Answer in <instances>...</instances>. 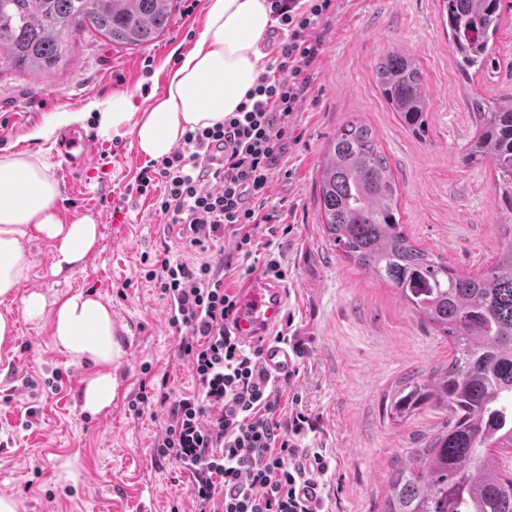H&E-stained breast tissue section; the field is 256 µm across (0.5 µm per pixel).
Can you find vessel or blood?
Returning <instances> with one entry per match:
<instances>
[{
  "label": "vessel or blood",
  "mask_w": 512,
  "mask_h": 512,
  "mask_svg": "<svg viewBox=\"0 0 512 512\" xmlns=\"http://www.w3.org/2000/svg\"><path fill=\"white\" fill-rule=\"evenodd\" d=\"M98 145L91 134L71 132L57 143L56 155L75 174L88 170ZM287 304V290L275 279L259 277L237 290V330L244 343L260 344L261 359L271 375L287 374L295 365L291 347L272 342L270 335L281 322Z\"/></svg>",
  "instance_id": "obj_1"
}]
</instances>
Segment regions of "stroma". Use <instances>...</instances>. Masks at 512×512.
Masks as SVG:
<instances>
[{
	"label": "stroma",
	"mask_w": 512,
	"mask_h": 512,
	"mask_svg": "<svg viewBox=\"0 0 512 512\" xmlns=\"http://www.w3.org/2000/svg\"><path fill=\"white\" fill-rule=\"evenodd\" d=\"M172 26L136 49L95 32L71 49L70 69L38 81L0 76V152L39 150L59 182L56 207L63 219L87 217L99 229L95 249L72 271L55 273L53 246L30 233L25 247L31 274L0 314L16 321V335L0 346V494L14 496L21 512H140L153 496L156 512H191L186 474L155 459L152 442L163 418L130 408L144 374L167 377L175 391L191 388L189 363L180 359L168 324V303L144 275L172 257L193 263L197 254L165 234L166 219L152 199L125 197L148 163L130 135H100L94 113L82 130L107 153L84 175L69 171L53 152L54 140H32L45 116L84 110L112 93L130 90L140 104L164 88L177 52L192 49L204 10L184 13L174 0ZM323 33V53L311 71V89L293 120L295 137L277 168L269 206L289 226L278 236L286 312L306 346L292 385L316 422L315 442L335 463L325 479L333 512H383L388 479L401 449L417 448L443 421L432 407L394 426L390 396L410 379L446 365V336L421 323L398 292L346 260L329 243L318 212V172L329 137L356 118L370 126L399 187V209L413 243L457 271L490 267L507 221L497 204L491 165L466 166L463 148L476 133L468 99L479 92H512V10L494 37V70L465 79L458 71L440 17L439 0H338ZM404 47L419 62L429 94L427 135L408 132L382 98L374 76L380 58ZM41 292L48 308L77 292L108 303L124 357L116 368L111 407L85 410L82 394L95 373L56 347L49 319L23 315L22 299ZM78 456L80 478L64 484L60 462Z\"/></svg>",
	"instance_id": "obj_1"
}]
</instances>
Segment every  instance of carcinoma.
Segmentation results:
<instances>
[{
    "label": "carcinoma",
    "mask_w": 512,
    "mask_h": 512,
    "mask_svg": "<svg viewBox=\"0 0 512 512\" xmlns=\"http://www.w3.org/2000/svg\"><path fill=\"white\" fill-rule=\"evenodd\" d=\"M174 0H0V76L52 77L71 64V47L90 29L136 48L171 25ZM449 44L466 76L494 68L489 41L504 0H439ZM380 94L401 125L426 133L423 72L403 48L376 66ZM476 137L463 149L470 167L490 163L500 208L512 214V93L476 95ZM395 176L370 127L340 125L319 164L323 231L342 256L395 288L417 317L448 338V365L397 389L389 417L403 424L435 407L445 421L421 448H408L390 478L384 512H512V240L490 267L458 272L413 245L401 224Z\"/></svg>",
    "instance_id": "cac0c4a2"
}]
</instances>
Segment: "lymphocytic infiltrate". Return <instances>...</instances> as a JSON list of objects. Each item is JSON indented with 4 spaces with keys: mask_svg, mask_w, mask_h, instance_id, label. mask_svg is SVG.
Returning a JSON list of instances; mask_svg holds the SVG:
<instances>
[{
    "mask_svg": "<svg viewBox=\"0 0 512 512\" xmlns=\"http://www.w3.org/2000/svg\"><path fill=\"white\" fill-rule=\"evenodd\" d=\"M269 3L286 33L274 64L224 122L186 132L134 183L137 194L153 196L168 233L199 255L192 264L162 260L145 275L169 302L194 388L176 395L162 383L131 404L135 414L163 415L153 454L188 474L193 512H331L323 478L332 457L311 447L316 425L290 393L300 371L275 377L263 369L260 347L234 332L236 293L225 284L256 254L264 274L285 276L269 242L277 228L268 191L321 53L319 31L336 9V0ZM214 146L224 151L218 167L207 157ZM227 238L233 251L212 262L210 252Z\"/></svg>",
    "mask_w": 512,
    "mask_h": 512,
    "instance_id": "1",
    "label": "lymphocytic infiltrate"
}]
</instances>
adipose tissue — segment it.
I'll return each mask as SVG.
<instances>
[{"label": "adipose tissue", "instance_id": "1", "mask_svg": "<svg viewBox=\"0 0 512 512\" xmlns=\"http://www.w3.org/2000/svg\"><path fill=\"white\" fill-rule=\"evenodd\" d=\"M204 15L193 48L181 55L163 92L152 94L148 106H140L130 92L88 103L101 134H129L138 153L159 159L186 131L214 126L235 111L266 69L262 40L274 24L270 8L267 0H205ZM58 195L59 185L41 152L0 155L1 298L15 294L30 275L24 248L29 230L52 243L59 273L75 268L95 245L97 225L88 218L63 222L55 205ZM23 314L30 320L50 317L55 345L72 361L96 366L84 387V408L98 413L111 406L116 388L112 367L123 357L111 307L76 293L50 312L44 295L32 291L23 299Z\"/></svg>", "mask_w": 512, "mask_h": 512}]
</instances>
